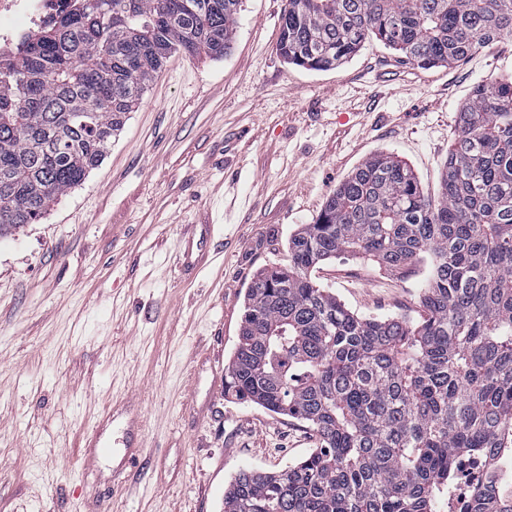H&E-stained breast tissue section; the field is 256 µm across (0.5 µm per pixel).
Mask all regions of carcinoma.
Instances as JSON below:
<instances>
[{
  "label": "carcinoma",
  "instance_id": "cac0c4a2",
  "mask_svg": "<svg viewBox=\"0 0 512 512\" xmlns=\"http://www.w3.org/2000/svg\"><path fill=\"white\" fill-rule=\"evenodd\" d=\"M0 66V234L38 223L104 160L177 52L222 59L242 0H66ZM277 50L334 69L374 37L420 67L512 35V0H287ZM440 187L391 153L367 158L288 259L244 296L224 395L305 423L320 447L241 470L224 512H435L459 453L512 448V80L458 112ZM344 254L405 275L429 259L421 319L361 318L311 278ZM466 512H512L488 483Z\"/></svg>",
  "mask_w": 512,
  "mask_h": 512
}]
</instances>
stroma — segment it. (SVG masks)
I'll return each instance as SVG.
<instances>
[{"label":"stroma","mask_w":512,"mask_h":512,"mask_svg":"<svg viewBox=\"0 0 512 512\" xmlns=\"http://www.w3.org/2000/svg\"><path fill=\"white\" fill-rule=\"evenodd\" d=\"M284 7L243 0L229 55L172 57L85 182L0 237V512H222L239 470L317 447L299 421L224 396L246 289L373 154L436 193L459 108L512 76V36L427 69L371 39L312 71L277 52ZM216 215L210 262L176 267ZM312 277L359 316L415 321L427 267L344 255ZM129 408L135 468L111 419Z\"/></svg>","instance_id":"stroma-1"}]
</instances>
